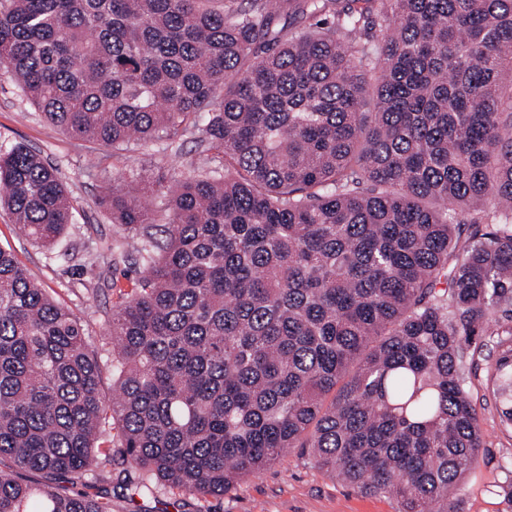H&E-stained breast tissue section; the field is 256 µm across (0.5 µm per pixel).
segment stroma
I'll list each match as a JSON object with an SVG mask.
<instances>
[{
  "instance_id": "35a3bbf8",
  "label": "stroma",
  "mask_w": 512,
  "mask_h": 512,
  "mask_svg": "<svg viewBox=\"0 0 512 512\" xmlns=\"http://www.w3.org/2000/svg\"><path fill=\"white\" fill-rule=\"evenodd\" d=\"M41 151L58 170L73 199L72 222L66 240L73 253L65 259L26 238L0 208V247L12 249L34 282L58 304L83 320L87 340L103 343L107 313L116 296L112 283L111 257L95 258L96 247L111 241L113 224L109 209L99 197L102 178L122 186L124 177L144 170L150 180L170 181L193 171L200 164V150L186 141L168 165H152L135 152H113L98 143L80 140L51 125L23 96L7 73L0 71V151L16 144ZM496 358L494 347H485L478 369L467 386L476 410L484 448L475 469L459 483L455 496L459 512H512V498L491 495L492 486L503 483L512 467V429L500 421L492 396L488 370ZM112 512H398L396 501L367 496L342 484L316 466L305 449L288 456L221 496H194L163 488L157 498L142 499L117 482H109Z\"/></svg>"
}]
</instances>
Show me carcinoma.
Returning a JSON list of instances; mask_svg holds the SVG:
<instances>
[{
  "mask_svg": "<svg viewBox=\"0 0 512 512\" xmlns=\"http://www.w3.org/2000/svg\"><path fill=\"white\" fill-rule=\"evenodd\" d=\"M0 68L63 132L198 173L112 191V397L83 321L0 248V512L223 495L294 448L399 512H458L467 350L512 425V0H0ZM0 208L61 245L56 168ZM118 447L113 451L112 447Z\"/></svg>",
  "mask_w": 512,
  "mask_h": 512,
  "instance_id": "obj_1",
  "label": "carcinoma"
}]
</instances>
